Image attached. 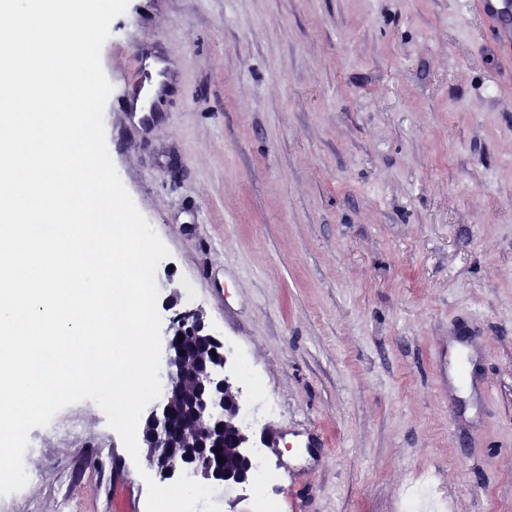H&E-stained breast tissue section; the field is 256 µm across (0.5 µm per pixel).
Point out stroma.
Listing matches in <instances>:
<instances>
[{
    "mask_svg": "<svg viewBox=\"0 0 512 512\" xmlns=\"http://www.w3.org/2000/svg\"><path fill=\"white\" fill-rule=\"evenodd\" d=\"M100 60L157 311L193 283L246 412L261 377L279 512H512V31L466 0H129ZM456 332L483 407L448 393ZM29 437L0 512H146L157 468L94 401Z\"/></svg>",
    "mask_w": 512,
    "mask_h": 512,
    "instance_id": "35a3bbf8",
    "label": "stroma"
}]
</instances>
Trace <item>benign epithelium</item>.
I'll return each instance as SVG.
<instances>
[{
    "label": "benign epithelium",
    "instance_id": "1",
    "mask_svg": "<svg viewBox=\"0 0 512 512\" xmlns=\"http://www.w3.org/2000/svg\"><path fill=\"white\" fill-rule=\"evenodd\" d=\"M200 317L202 314L197 310L176 311L169 318L166 332L172 333L180 324L189 330L194 325L202 327L204 323L199 321ZM213 341L221 346V349L218 350L219 356L215 358V364L207 368L204 373L192 417L199 420L206 430L219 429L221 439L230 442L233 447L238 449L239 455L244 461V469L238 472L226 469L218 473L210 461L198 453L187 456L171 450V440L175 436L184 437L188 441L192 440V437H186L183 434L181 424L184 418L178 416L170 406L171 394L184 366V362L179 358L178 337L174 335L167 339V370L163 399L153 406L148 417V423L151 426V445L157 449L153 464L156 465L160 476L169 477L172 475V471L168 463L170 460L178 458L187 466V469L192 471L194 476L204 481L216 479L237 485L245 484L253 469L252 459L245 452V449L251 444L250 425L244 422L237 426L232 424L233 420L241 416V405L238 393L233 391V383L225 375L227 357L222 349L224 343L216 337L213 338Z\"/></svg>",
    "mask_w": 512,
    "mask_h": 512
}]
</instances>
